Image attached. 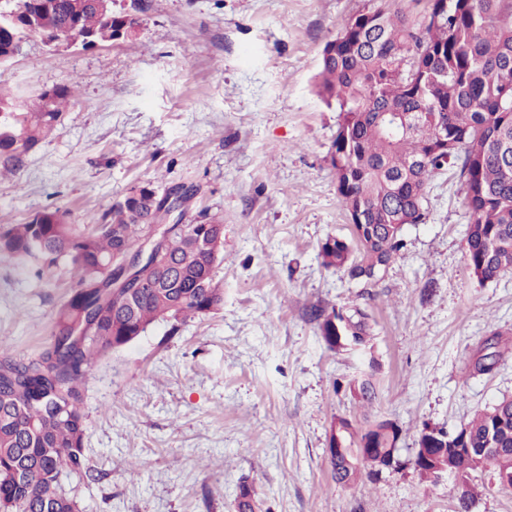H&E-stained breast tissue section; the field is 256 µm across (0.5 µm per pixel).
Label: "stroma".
<instances>
[{
  "label": "stroma",
  "mask_w": 512,
  "mask_h": 512,
  "mask_svg": "<svg viewBox=\"0 0 512 512\" xmlns=\"http://www.w3.org/2000/svg\"><path fill=\"white\" fill-rule=\"evenodd\" d=\"M379 0H114L140 21L125 40L54 49L28 38L0 85L17 96L76 88L55 136L0 176V228L47 208L85 224L132 188H196L181 221L224 220L219 310L159 321L87 379L93 475L60 478L80 512H235L250 483L258 512H454V481L409 463L423 425L457 429L512 397V352L472 363L492 330L512 328V272L481 283L464 256L469 214L455 169L430 182L425 223L370 286L322 265L320 243L351 238L329 151L340 120L316 93L324 45ZM72 266L38 275L0 262V344L45 345ZM364 309L373 348L333 351L311 307ZM378 362L379 398L347 382ZM400 428L399 466L377 481L335 482V418ZM139 475H131L130 464ZM470 512H512L493 472L470 480Z\"/></svg>",
  "instance_id": "stroma-1"
}]
</instances>
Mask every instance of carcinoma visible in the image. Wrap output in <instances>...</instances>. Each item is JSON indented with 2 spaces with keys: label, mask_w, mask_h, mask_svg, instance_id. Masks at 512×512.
<instances>
[{
  "label": "carcinoma",
  "mask_w": 512,
  "mask_h": 512,
  "mask_svg": "<svg viewBox=\"0 0 512 512\" xmlns=\"http://www.w3.org/2000/svg\"><path fill=\"white\" fill-rule=\"evenodd\" d=\"M0 11V66L21 53L30 36L56 46L79 36L94 45L131 37L134 18L112 12V0H10ZM432 20L416 29L409 16L382 3L349 20L325 44L318 95L340 112L330 162L339 202L355 223L353 242L329 236L319 245L325 267L345 270L369 285L402 247L401 225L423 224L426 190L444 167L457 170L470 214L465 258L481 283L512 271V0H440ZM76 96L71 85L18 102L0 88V176L23 169L30 152L56 130ZM448 140V154L438 151ZM164 199L146 185L113 206L91 227L70 213L48 208L0 231V261L38 262L52 274L63 259L73 270L72 293L54 319L51 340L37 355L15 357L0 347V512H79L59 485L66 473L90 477L84 379L96 362L146 332L155 322L184 323L224 301L215 280L223 260L217 238L224 225L184 224L164 254L173 274L112 296L104 283L114 259L148 233L152 208ZM332 350L366 349L368 314L312 311ZM348 328L336 339V320ZM507 339H502L503 335ZM493 331L474 362L489 372L512 349V330ZM348 383L371 406L379 392L378 368ZM344 454L329 460L332 479L348 483L363 469L383 471L384 457L399 451V426L378 420L364 430L341 419ZM436 453L448 472L469 482L480 448H495L491 468L500 489L512 491V399L475 411L456 430L438 429ZM237 512H256L242 484Z\"/></svg>",
  "instance_id": "obj_1"
}]
</instances>
